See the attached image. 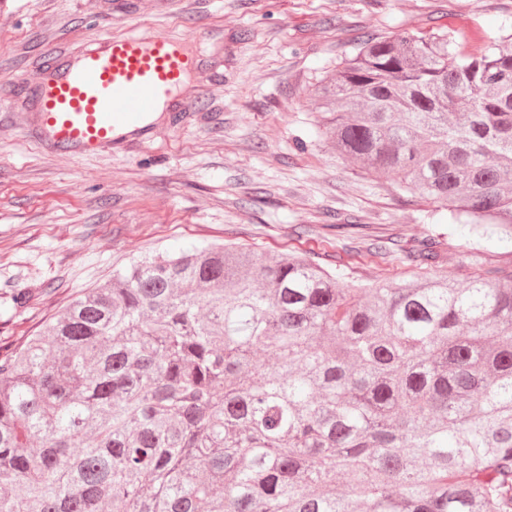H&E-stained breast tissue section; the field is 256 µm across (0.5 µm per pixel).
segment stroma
I'll return each instance as SVG.
<instances>
[{"label":"stroma","instance_id":"stroma-1","mask_svg":"<svg viewBox=\"0 0 512 512\" xmlns=\"http://www.w3.org/2000/svg\"><path fill=\"white\" fill-rule=\"evenodd\" d=\"M438 30L497 41L512 33V0H278L271 10L263 0H0V338L35 333L134 259L208 245L308 252L379 284L421 271L367 242L438 234L440 269L469 279L467 231L332 154L310 100L358 36ZM126 32L185 38L203 108L173 107L93 157L39 145L32 93L43 72ZM338 221L356 228L336 235ZM12 288L29 290L26 307Z\"/></svg>","mask_w":512,"mask_h":512}]
</instances>
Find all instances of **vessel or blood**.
<instances>
[{
    "label": "vessel or blood",
    "mask_w": 512,
    "mask_h": 512,
    "mask_svg": "<svg viewBox=\"0 0 512 512\" xmlns=\"http://www.w3.org/2000/svg\"><path fill=\"white\" fill-rule=\"evenodd\" d=\"M193 65L180 37L104 36L40 82L38 136L64 155H96L140 133L157 104L184 89Z\"/></svg>",
    "instance_id": "vessel-or-blood-1"
}]
</instances>
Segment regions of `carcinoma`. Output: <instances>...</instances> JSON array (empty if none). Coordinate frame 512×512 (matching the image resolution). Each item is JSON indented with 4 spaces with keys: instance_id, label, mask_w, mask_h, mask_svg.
I'll return each instance as SVG.
<instances>
[{
    "instance_id": "1",
    "label": "carcinoma",
    "mask_w": 512,
    "mask_h": 512,
    "mask_svg": "<svg viewBox=\"0 0 512 512\" xmlns=\"http://www.w3.org/2000/svg\"><path fill=\"white\" fill-rule=\"evenodd\" d=\"M339 156L512 243V34L362 36ZM355 285L301 254L133 261L0 345V512H512V270Z\"/></svg>"
}]
</instances>
